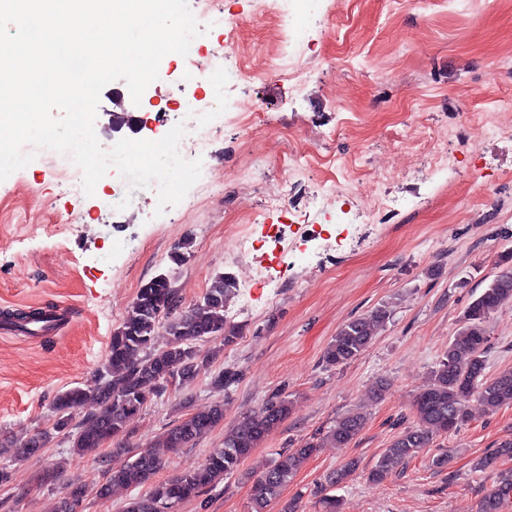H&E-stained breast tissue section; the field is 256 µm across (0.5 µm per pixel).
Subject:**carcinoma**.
Returning a JSON list of instances; mask_svg holds the SVG:
<instances>
[{
  "label": "carcinoma",
  "instance_id": "1",
  "mask_svg": "<svg viewBox=\"0 0 512 512\" xmlns=\"http://www.w3.org/2000/svg\"><path fill=\"white\" fill-rule=\"evenodd\" d=\"M237 280L225 272L216 273L202 300L178 316L177 292L173 278L160 274L138 291L122 322L112 332L108 354L90 383L58 392L52 402L56 420L53 432L72 438V448L79 454L93 452L106 439L119 441L127 435L129 421L147 404L151 385L159 392L180 386L196 378L201 366L213 362L224 347L241 337V329L227 322L225 309L236 296ZM512 301V269L496 275L475 298L461 325L448 343L427 387L417 396L414 408L419 425L407 427L395 436L389 448L369 472V481L381 484L396 469L416 457L430 445L432 438L457 430L469 420L468 405L477 400L485 411L494 413L512 405V370L493 378L485 377L488 346L486 323L506 302ZM390 318V311L380 306L346 322L327 346L323 363L327 368L345 365L372 343L378 327ZM167 337L158 347L155 338ZM204 339L219 341L207 352L198 343ZM241 379V372L221 370L211 381L213 389L227 391ZM96 402L98 409L76 420L84 405ZM290 413L285 399L266 402L224 435V446L198 466L185 468L173 479L154 483L149 490L132 499L125 512H175L182 502L198 496L208 485L233 474L252 450L284 422ZM224 422V403L214 402L195 409L188 417L167 430L153 449L108 467L96 486V496L110 497L115 487L137 488L147 484L162 468L166 455L185 448L204 433ZM366 418L349 413L327 432V439L337 445L352 441L365 427ZM51 432V433H53ZM51 433H37L14 449L19 457L36 455L45 447ZM321 444L314 439L301 441L296 448L280 455L253 480L250 490L251 512H267L280 501L282 489L293 479L298 465L313 455ZM358 467L352 460L328 479L322 498L324 512H339L340 501L331 491L343 483ZM87 488L69 483L59 498L56 512H80ZM512 498V471L499 473L479 500V512H501Z\"/></svg>",
  "mask_w": 512,
  "mask_h": 512
}]
</instances>
